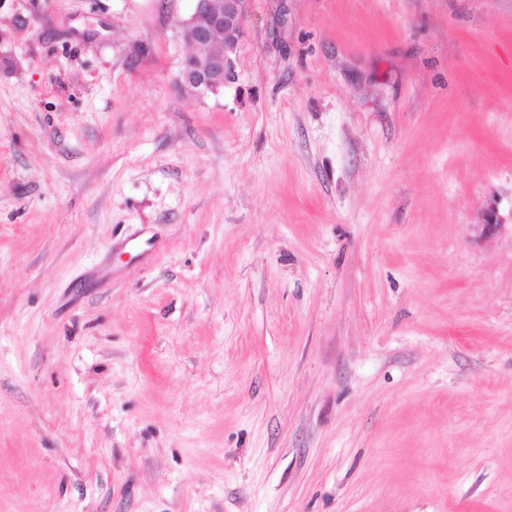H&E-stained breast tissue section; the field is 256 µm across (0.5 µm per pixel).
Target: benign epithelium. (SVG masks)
<instances>
[{
  "mask_svg": "<svg viewBox=\"0 0 512 512\" xmlns=\"http://www.w3.org/2000/svg\"><path fill=\"white\" fill-rule=\"evenodd\" d=\"M249 0H195L179 26L192 32L193 52L184 60L183 87L198 96L215 93L236 79L237 49L244 34ZM221 38L223 51L206 47Z\"/></svg>",
  "mask_w": 512,
  "mask_h": 512,
  "instance_id": "obj_1",
  "label": "benign epithelium"
}]
</instances>
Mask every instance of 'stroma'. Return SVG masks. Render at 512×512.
<instances>
[{"instance_id":"stroma-1","label":"stroma","mask_w":512,"mask_h":512,"mask_svg":"<svg viewBox=\"0 0 512 512\" xmlns=\"http://www.w3.org/2000/svg\"><path fill=\"white\" fill-rule=\"evenodd\" d=\"M193 6L0 0V512H512V0ZM191 14L179 26L192 32L193 52L184 60L183 87L198 96L215 93L236 79L237 49L244 34L249 0H195ZM218 36L223 51L206 47Z\"/></svg>"}]
</instances>
